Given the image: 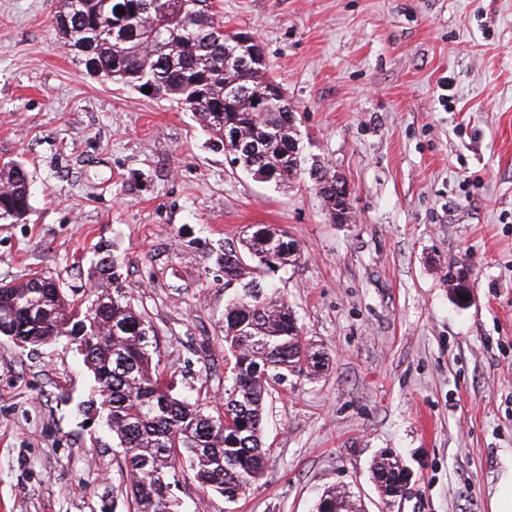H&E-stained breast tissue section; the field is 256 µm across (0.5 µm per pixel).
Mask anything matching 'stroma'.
I'll use <instances>...</instances> for the list:
<instances>
[{"label": "stroma", "mask_w": 512, "mask_h": 512, "mask_svg": "<svg viewBox=\"0 0 512 512\" xmlns=\"http://www.w3.org/2000/svg\"><path fill=\"white\" fill-rule=\"evenodd\" d=\"M55 7L0 0V158L33 180L30 215L0 224V282L37 271L87 291L96 244L116 242L165 382L212 402L241 293L217 253L254 224L301 249L268 279L329 365L273 387L245 495L189 480L187 512H314L330 485L360 512H491L512 467V0H221L286 88L306 154L344 174L348 224L309 178L254 181L183 106L88 75ZM93 386L66 342L0 337V512H130L110 431L78 410ZM385 449L411 472L389 503L370 472Z\"/></svg>", "instance_id": "1"}]
</instances>
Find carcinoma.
<instances>
[{
    "mask_svg": "<svg viewBox=\"0 0 512 512\" xmlns=\"http://www.w3.org/2000/svg\"><path fill=\"white\" fill-rule=\"evenodd\" d=\"M123 8L124 13L116 12ZM52 27L85 71L106 82L176 102L191 112L214 145L252 178L291 188L308 174L331 219L346 224V198H336L331 168H305L296 113L268 75L242 31L224 30L217 0H57ZM32 209L29 174L18 161L0 164V223L17 224ZM219 257L224 279L242 293L224 309L230 386L211 408L171 393L159 372L157 330L132 303L131 289L108 245L90 271L94 288L77 299L58 280L38 273L0 282V336L38 346L60 339L75 345L95 381L84 410L105 418L139 512H180L175 493L191 477L202 493L233 501L265 469V403L271 382L308 376L325 353L303 338L292 307L266 292L261 272L301 258L288 234L252 226ZM188 464V473L179 469ZM372 477L385 498H396L409 472L385 451ZM315 512H357L351 492L327 487Z\"/></svg>",
    "mask_w": 512,
    "mask_h": 512,
    "instance_id": "cac0c4a2",
    "label": "carcinoma"
}]
</instances>
